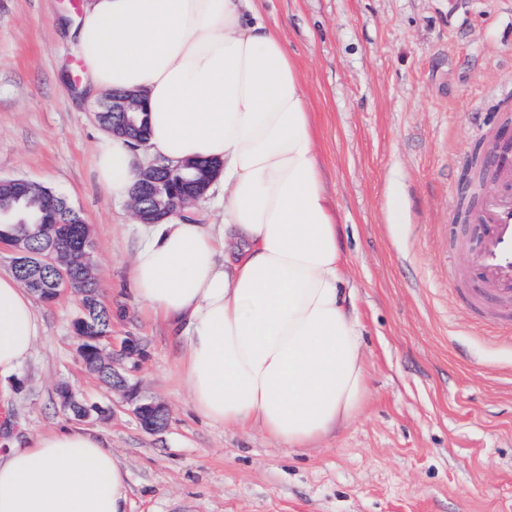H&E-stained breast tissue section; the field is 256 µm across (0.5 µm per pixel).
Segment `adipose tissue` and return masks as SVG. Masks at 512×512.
Here are the masks:
<instances>
[{
    "label": "adipose tissue",
    "instance_id": "obj_1",
    "mask_svg": "<svg viewBox=\"0 0 512 512\" xmlns=\"http://www.w3.org/2000/svg\"><path fill=\"white\" fill-rule=\"evenodd\" d=\"M87 95L142 94L147 153L99 133L98 187L125 198L144 155L219 162L216 218L137 227L131 285L181 340L178 373L214 425H258L305 448L370 396L341 226L295 59L262 0H86L71 27ZM44 332L31 294L0 274V384ZM128 474L100 430L68 424L16 447L0 434V512H130Z\"/></svg>",
    "mask_w": 512,
    "mask_h": 512
}]
</instances>
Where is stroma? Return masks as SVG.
Returning a JSON list of instances; mask_svg holds the SVG:
<instances>
[{"instance_id": "stroma-1", "label": "stroma", "mask_w": 512, "mask_h": 512, "mask_svg": "<svg viewBox=\"0 0 512 512\" xmlns=\"http://www.w3.org/2000/svg\"><path fill=\"white\" fill-rule=\"evenodd\" d=\"M82 2L0 0V178L52 188L90 224L112 334L140 346L118 370L168 423L144 430L83 370L80 297L66 291L38 306L44 333L0 388V429L23 447L64 423L63 386L111 407L97 427L132 512H512V346L459 289L470 254L452 222L466 158L512 81V0H265L313 112L369 374L364 413L307 448L194 412L175 337L136 302L129 205L90 171L96 102L68 36Z\"/></svg>"}]
</instances>
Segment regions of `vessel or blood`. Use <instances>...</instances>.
I'll use <instances>...</instances> for the list:
<instances>
[{
    "mask_svg": "<svg viewBox=\"0 0 512 512\" xmlns=\"http://www.w3.org/2000/svg\"><path fill=\"white\" fill-rule=\"evenodd\" d=\"M496 189L481 211L485 227L477 238L467 297L480 294L498 302L503 322L512 321V164L504 163Z\"/></svg>",
    "mask_w": 512,
    "mask_h": 512,
    "instance_id": "1",
    "label": "vessel or blood"
}]
</instances>
